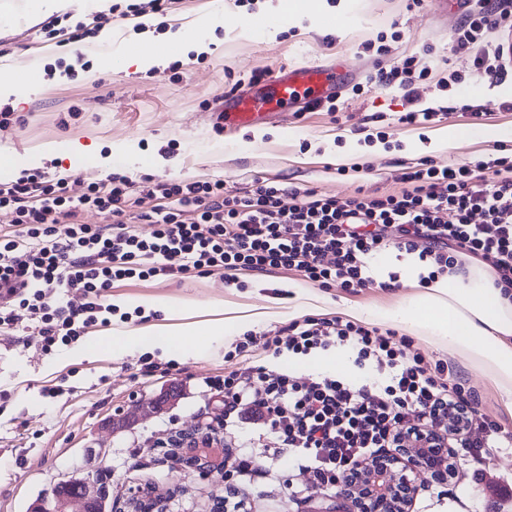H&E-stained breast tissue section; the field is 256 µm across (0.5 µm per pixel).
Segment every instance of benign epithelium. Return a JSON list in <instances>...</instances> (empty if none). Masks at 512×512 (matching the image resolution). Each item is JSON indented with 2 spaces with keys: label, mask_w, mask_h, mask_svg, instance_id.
Returning a JSON list of instances; mask_svg holds the SVG:
<instances>
[{
  "label": "benign epithelium",
  "mask_w": 512,
  "mask_h": 512,
  "mask_svg": "<svg viewBox=\"0 0 512 512\" xmlns=\"http://www.w3.org/2000/svg\"><path fill=\"white\" fill-rule=\"evenodd\" d=\"M178 398L175 392H164L142 409L145 416L159 412ZM224 439L215 435L198 441V447L183 449L188 462L206 469V475L220 473L224 464H215L200 454V448H222ZM451 462L447 443L434 438L420 443L407 442L404 447L390 449L362 471L347 474L339 481V496L350 503L348 512H408L414 493L413 480L407 471H419L435 481L448 480ZM73 493L53 492L52 498L35 506L31 512H112L108 508L109 487L92 475L72 478Z\"/></svg>",
  "instance_id": "benign-epithelium-1"
}]
</instances>
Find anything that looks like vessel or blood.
Returning a JSON list of instances; mask_svg holds the SVG:
<instances>
[{
    "label": "vessel or blood",
    "mask_w": 512,
    "mask_h": 512,
    "mask_svg": "<svg viewBox=\"0 0 512 512\" xmlns=\"http://www.w3.org/2000/svg\"><path fill=\"white\" fill-rule=\"evenodd\" d=\"M346 76V70L320 64L291 67L261 87L228 96L217 103L214 113L222 129L256 128L272 115L320 105Z\"/></svg>",
    "instance_id": "obj_1"
}]
</instances>
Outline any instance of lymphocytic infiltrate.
Masks as SVG:
<instances>
[{"instance_id":"f902f5d3","label":"lymphocytic infiltrate","mask_w":512,"mask_h":512,"mask_svg":"<svg viewBox=\"0 0 512 512\" xmlns=\"http://www.w3.org/2000/svg\"><path fill=\"white\" fill-rule=\"evenodd\" d=\"M512 16V0H475L457 31V49L476 44ZM467 167H437L422 159L401 176L397 194L360 192L341 200L276 181L225 190L223 181L158 182L143 187L154 224L142 237L124 217L137 200L127 178L89 183L80 197L67 179L31 174L0 184V211L12 229L0 230V326L12 325V307L31 312L46 346L75 339L90 326L111 325L114 282L165 275L223 272L227 285L242 271L300 272L311 283L344 289L371 284L369 259L388 247L417 254L430 277L461 270V257L490 266L512 287V163L499 157ZM88 209L111 218L112 229L85 224ZM78 292L79 308L58 296ZM262 344L274 354L308 356L336 345L355 353L358 367L374 366L381 386L356 387L338 375L302 379L272 374L243 361L209 386L222 396L225 422L240 421L288 449L294 465L321 487L408 439L421 441L448 414L463 418L476 439H458L469 460L512 444L477 410V400L446 363L427 367L409 338L342 317H305L264 339L245 333L247 352Z\"/></svg>"}]
</instances>
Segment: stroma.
<instances>
[{
	"instance_id": "stroma-1",
	"label": "stroma",
	"mask_w": 512,
	"mask_h": 512,
	"mask_svg": "<svg viewBox=\"0 0 512 512\" xmlns=\"http://www.w3.org/2000/svg\"><path fill=\"white\" fill-rule=\"evenodd\" d=\"M114 2L112 43L104 46L94 34L69 42L72 12L32 18L25 0H0V7L17 8L15 20L0 26V68L38 76L18 97L0 101V110L16 116L0 128V156L22 160L27 173L68 178L72 196L109 172L138 190L150 181L220 179L232 190L270 179L344 199L360 188L400 192L404 169L422 158L442 167L512 155V61L508 75L496 80L476 69L475 49H456L454 32L470 11L467 0H324L316 15L300 12L264 31L254 30L252 19L276 12L280 0H169L165 15L144 22L121 15L126 0ZM203 20L209 23L206 51L170 50L171 33H197ZM146 43L165 50L166 62L144 73L128 61ZM407 58L425 73L415 85L369 82V75ZM307 63L353 70L337 93L338 112L322 106L289 112L265 127L229 133L216 126L210 107L225 92ZM428 107L440 113L434 123H399L401 113ZM438 130L454 133L452 146L430 149L429 135ZM378 132L386 135L385 147L365 140ZM61 141L96 148L108 169L47 153ZM355 164L367 168L362 179L338 175V168ZM304 284L299 274L282 272L229 288L216 272L113 288L108 301L118 314L103 332L115 339L163 323L168 306L197 325L199 344L209 323L223 321V344L199 356L164 352L145 338L125 355L75 361L73 343L45 348L28 312L16 309L15 323L0 327V512H28L59 482L95 469L110 475L114 512H130L140 487L161 498L165 512H331L340 503L337 489L316 486L268 439L225 424L221 396L208 386L239 362L236 345L246 331L273 335L307 315H341L346 305L389 309L407 293L399 284L352 292L334 286L320 289L319 303L303 307L296 290ZM413 344L426 365L447 362L477 396L483 417L512 433V411L491 380L428 336H414ZM260 359L270 370L302 378L330 373L356 384L380 381L375 371L358 368L345 346L315 353L308 364L288 352H264ZM146 361L157 363V371L144 374ZM169 388L181 393L171 409L123 430L109 426L112 416ZM218 425L225 462L251 455L260 476L221 481L189 475L172 462L171 435ZM413 480L409 512H512V447L492 449L482 465L460 467L450 481L420 473Z\"/></svg>"
}]
</instances>
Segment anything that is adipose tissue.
Segmentation results:
<instances>
[{"mask_svg":"<svg viewBox=\"0 0 512 512\" xmlns=\"http://www.w3.org/2000/svg\"><path fill=\"white\" fill-rule=\"evenodd\" d=\"M496 274L474 261L465 271L446 274L421 296L407 298L394 322L409 333L447 343L494 383L512 407V288L496 285Z\"/></svg>","mask_w":512,"mask_h":512,"instance_id":"ef3b65f1","label":"adipose tissue"}]
</instances>
